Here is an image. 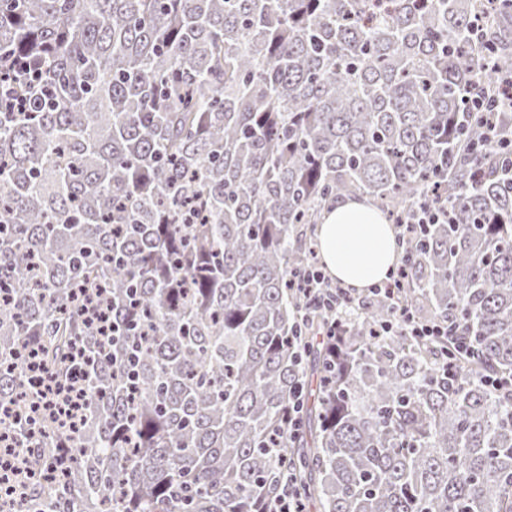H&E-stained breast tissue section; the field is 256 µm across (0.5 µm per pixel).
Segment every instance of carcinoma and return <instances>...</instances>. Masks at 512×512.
Instances as JSON below:
<instances>
[{"instance_id":"cac0c4a2","label":"carcinoma","mask_w":512,"mask_h":512,"mask_svg":"<svg viewBox=\"0 0 512 512\" xmlns=\"http://www.w3.org/2000/svg\"><path fill=\"white\" fill-rule=\"evenodd\" d=\"M0 0V454L16 512H512V0ZM494 59L496 70L485 68ZM344 196L395 225L399 300L332 314L290 286ZM107 313L89 325L83 304ZM81 393L70 420L43 377ZM302 399L300 428L288 412ZM14 78L15 75L12 76V73L0 71V99L1 105L5 108L3 112H29L27 109L28 100L26 98H31V96L38 93L35 91L32 95L28 96L18 95L15 90ZM473 111L485 112L486 126L490 125V115L494 112H512V74L502 76L498 84L490 93L473 98ZM397 318L394 323L388 322L382 329L385 332L398 329L409 336H418L430 340H441L446 338L448 330L436 323H422L417 321L412 313L405 307L396 305ZM294 483L290 473L282 476L279 493L270 504L269 512H305V506Z\"/></svg>"}]
</instances>
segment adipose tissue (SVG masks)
Listing matches in <instances>:
<instances>
[{
  "label": "adipose tissue",
  "instance_id": "obj_1",
  "mask_svg": "<svg viewBox=\"0 0 512 512\" xmlns=\"http://www.w3.org/2000/svg\"><path fill=\"white\" fill-rule=\"evenodd\" d=\"M317 234L325 271L359 291L380 284L399 258L393 226L362 197L337 200Z\"/></svg>",
  "mask_w": 512,
  "mask_h": 512
}]
</instances>
